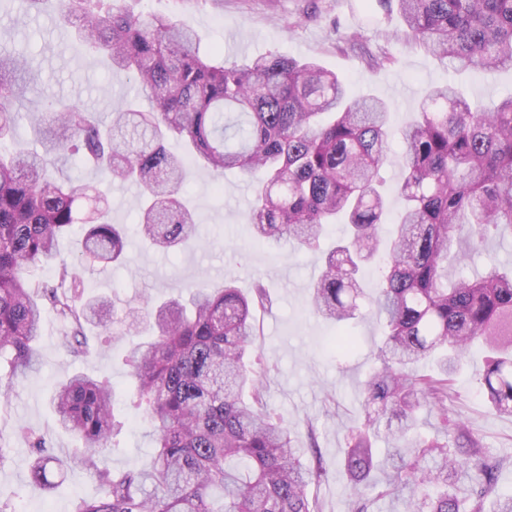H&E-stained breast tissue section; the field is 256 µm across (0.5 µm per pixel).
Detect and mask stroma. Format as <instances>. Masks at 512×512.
Listing matches in <instances>:
<instances>
[{
    "label": "stroma",
    "mask_w": 512,
    "mask_h": 512,
    "mask_svg": "<svg viewBox=\"0 0 512 512\" xmlns=\"http://www.w3.org/2000/svg\"><path fill=\"white\" fill-rule=\"evenodd\" d=\"M114 6L176 16L199 33L201 51L220 48L228 64L265 52L318 61L343 77L352 94H371L389 103L396 130L414 118L433 85L452 82L467 99L484 102L512 93L511 69L481 74L449 68L447 62L406 43L398 13L379 9L374 0H188L184 5L178 0H114ZM357 31L363 39L355 49L349 37ZM0 41L15 44L29 60L34 93L23 111L76 99L106 120L136 91L127 74L112 70L104 56L74 40L53 13L26 14L13 0H0ZM182 194L197 214V246L167 254L135 238L127 267L81 273L85 296L107 297L114 306L110 348H94L86 357L72 359L61 345L65 326L45 313L38 361L18 378L9 407L0 411V502L10 503L17 512H71L75 497L97 492L77 464L65 476L51 471L46 479L34 480L33 453L12 434L14 423L21 420L45 435L54 453L77 447V438L58 428L50 403L52 388L67 375L81 372L112 383L114 412L126 428L112 449L101 454V466L136 471L149 464L152 429L129 403L133 386L126 358L138 337L124 314L149 299L178 295L188 284L217 285L229 275L243 291H250L258 280L268 288L271 305L257 314L255 338L269 367L266 399L296 429L306 463L325 471L309 486L310 498L320 512H346L351 491L342 476V451L363 416V382L376 365L379 322H352L349 331L356 346L337 357L336 324L307 307L308 285L321 271L320 253L253 242L248 228L251 191L237 171H225L219 180L206 170L189 169ZM483 364V352L474 351L455 378L448 416L464 422L486 448L490 462L497 464L488 493L493 500L512 493V415L492 413L486 406L473 381Z\"/></svg>",
    "instance_id": "stroma-1"
}]
</instances>
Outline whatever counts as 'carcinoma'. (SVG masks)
Listing matches in <instances>:
<instances>
[{
	"instance_id": "1",
	"label": "carcinoma",
	"mask_w": 512,
	"mask_h": 512,
	"mask_svg": "<svg viewBox=\"0 0 512 512\" xmlns=\"http://www.w3.org/2000/svg\"><path fill=\"white\" fill-rule=\"evenodd\" d=\"M60 20L89 51L131 75L139 92L110 123L77 101L22 113L30 91L26 59L0 43V396L37 360L46 310L69 326L63 346L86 352L85 327L110 347L108 299L83 300L77 269L58 264L55 282L33 271L57 258V244L85 225L80 262L103 271L126 263L128 229L107 208L84 210L90 184L66 174L78 154L110 177L140 189L136 234L162 251L198 237L180 196L185 167L221 176L237 170L254 205L252 237L317 250L330 224L343 234L324 252L311 285L312 314L345 325L375 312L383 326L379 364L364 382V419L351 432L343 471L348 512H370L385 497L410 492V512H484L494 466L464 423H448L451 382L470 349L489 355L475 373L492 411L512 414V269L495 265L475 278L465 261L494 229L512 233V94L473 107L448 84L427 90L415 119L398 131L403 146L398 218L382 234L386 203L377 174L390 151L389 106L351 97L347 84L314 61L274 54L226 65L199 52V37L171 17L116 11L112 0H58ZM397 8L408 41L454 70L512 68V0H377ZM58 125L61 136L30 149L17 134L23 117ZM178 140L182 152L168 147ZM454 281H448V255ZM378 260L377 291L360 266ZM150 313L153 335L131 349V402L153 428L154 454L142 471L114 472L97 456L122 430L106 378L77 373L52 401L59 428L82 448L66 458L18 423L36 453L31 470L79 463L98 492L72 512H320L288 420L265 397L268 366L255 353L262 285L246 295L232 276L219 288L187 289ZM437 415L429 439L414 436L418 413ZM385 426L393 447L379 460L372 438Z\"/></svg>"
}]
</instances>
